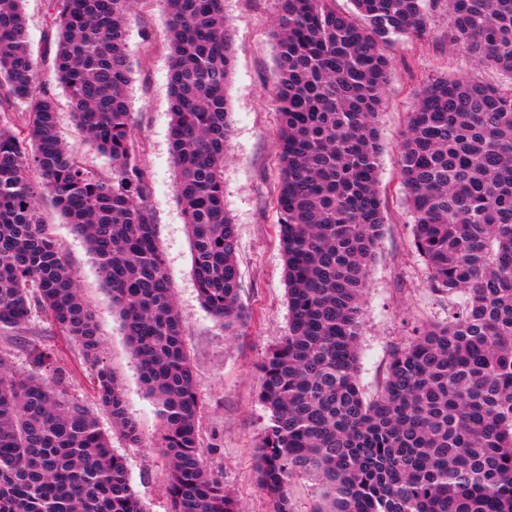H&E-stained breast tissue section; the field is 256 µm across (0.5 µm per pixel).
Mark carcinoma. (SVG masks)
Instances as JSON below:
<instances>
[{
  "label": "carcinoma",
  "mask_w": 512,
  "mask_h": 512,
  "mask_svg": "<svg viewBox=\"0 0 512 512\" xmlns=\"http://www.w3.org/2000/svg\"><path fill=\"white\" fill-rule=\"evenodd\" d=\"M131 0H51L54 67L74 120L112 167L80 162L38 84L23 0H0V335L44 314L95 369L98 404L140 442L121 385L100 363L96 315L43 223V193L95 255L141 381L163 419L169 512H241L200 443V386L156 238L127 87ZM276 198L288 332L260 366L268 416L255 454L269 512L315 471L312 512H512V85L464 76L423 86L400 147L412 243L448 318L394 351L377 395L357 380L362 299L385 226L378 189L384 47L428 36L512 80V0H278ZM169 144L203 305L233 332L235 224L224 209L234 69L224 0H165ZM36 372L0 360V512H147L94 414L63 392L53 355Z\"/></svg>",
  "instance_id": "cac0c4a2"
}]
</instances>
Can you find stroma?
Wrapping results in <instances>:
<instances>
[{"mask_svg": "<svg viewBox=\"0 0 512 512\" xmlns=\"http://www.w3.org/2000/svg\"><path fill=\"white\" fill-rule=\"evenodd\" d=\"M23 7L39 63L38 79L58 100L61 139L85 165L110 172L108 157L85 140L57 81L50 0H24ZM224 8L232 22L235 53L227 89L232 135L224 162V207L237 230L240 299L248 312L236 334H226L200 300L191 239L175 193L176 171L168 139L170 49L164 0H135L130 6L127 42L132 72L127 93L135 147L150 184L159 246L184 320L185 346L201 379L198 408L205 461L223 474L242 512H268L255 472V448L267 416L257 400L259 367L288 330L284 257L274 208L279 187L273 37L278 6L277 0H224ZM447 34L448 16L440 11L431 20L428 37H403L386 48L391 70L379 117L383 151L378 159L386 224L362 300L359 344L358 381L369 397L380 389L393 352L422 325L448 316L446 298L430 289L425 264L412 245L411 216L401 184L400 145L416 95L429 79L446 74H465L492 84L503 81L497 71L477 67L463 53L451 50ZM40 211L96 313L100 359L120 379L127 412L142 436L140 446L113 432L111 417L93 398L92 370L80 348L57 334L43 314H33L13 336L0 337V358L25 374L32 370L31 347L54 351L66 375L69 396L92 410L101 428L111 433L112 446L123 456L148 512H168V466L157 447L161 420L140 381L112 297L84 239L50 199L41 200Z\"/></svg>", "mask_w": 512, "mask_h": 512, "instance_id": "obj_1", "label": "stroma"}]
</instances>
